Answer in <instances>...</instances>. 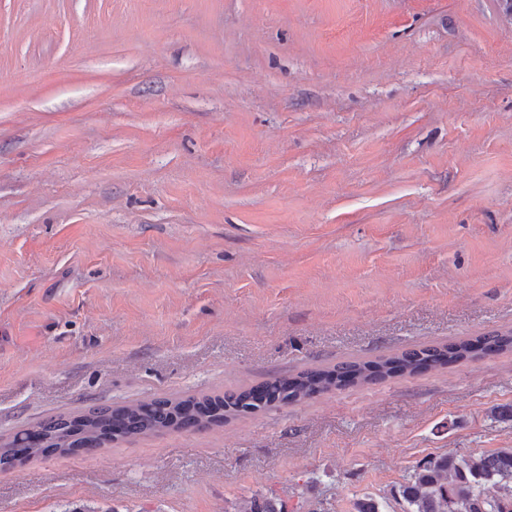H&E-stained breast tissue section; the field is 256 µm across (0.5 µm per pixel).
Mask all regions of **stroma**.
I'll return each instance as SVG.
<instances>
[{
  "instance_id": "1",
  "label": "stroma",
  "mask_w": 512,
  "mask_h": 512,
  "mask_svg": "<svg viewBox=\"0 0 512 512\" xmlns=\"http://www.w3.org/2000/svg\"><path fill=\"white\" fill-rule=\"evenodd\" d=\"M512 330L502 0H0V437ZM512 352L0 472V512H400L512 448Z\"/></svg>"
}]
</instances>
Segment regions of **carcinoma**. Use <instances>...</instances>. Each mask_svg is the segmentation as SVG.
Listing matches in <instances>:
<instances>
[{"label": "carcinoma", "mask_w": 512, "mask_h": 512, "mask_svg": "<svg viewBox=\"0 0 512 512\" xmlns=\"http://www.w3.org/2000/svg\"><path fill=\"white\" fill-rule=\"evenodd\" d=\"M512 350V331L474 340L412 349L392 357L343 362L219 396L157 398L56 414L0 442V471L15 462L102 450L118 441L170 431L201 432L242 415L309 399L346 384H368L396 373L437 370L447 364ZM402 512H512V448L484 454H443L425 460L401 488ZM241 512H287L285 502L252 499Z\"/></svg>", "instance_id": "carcinoma-1"}]
</instances>
